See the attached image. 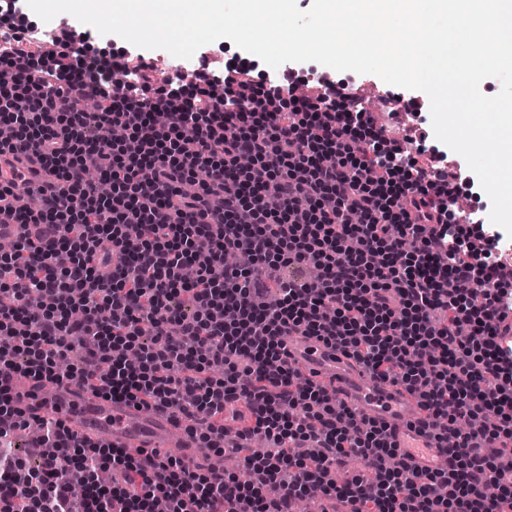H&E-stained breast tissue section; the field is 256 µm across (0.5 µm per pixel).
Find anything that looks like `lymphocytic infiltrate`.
<instances>
[{"mask_svg": "<svg viewBox=\"0 0 512 512\" xmlns=\"http://www.w3.org/2000/svg\"><path fill=\"white\" fill-rule=\"evenodd\" d=\"M89 41L33 54L28 37L0 35V123L14 129L0 155L26 146L57 178L33 189L34 209L0 191L21 228L0 256V416L13 420L0 426V512H293L336 497L355 512H512L500 232L471 242L447 173L405 159L335 82L256 86L201 56L191 82L159 86L148 58L132 67ZM162 321L177 338L156 333ZM297 331L415 395L443 465L409 472L383 426L301 376L283 347ZM17 376L171 410L209 450L235 435L239 471L88 442L53 419L35 462L17 458ZM352 455L379 467L337 483Z\"/></svg>", "mask_w": 512, "mask_h": 512, "instance_id": "obj_1", "label": "lymphocytic infiltrate"}]
</instances>
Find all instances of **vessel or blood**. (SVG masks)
I'll list each match as a JSON object with an SVG mask.
<instances>
[{"instance_id":"obj_1","label":"vessel or blood","mask_w":512,"mask_h":512,"mask_svg":"<svg viewBox=\"0 0 512 512\" xmlns=\"http://www.w3.org/2000/svg\"><path fill=\"white\" fill-rule=\"evenodd\" d=\"M48 180L49 174L37 153L0 157V176L12 169ZM288 359L316 374L335 391L339 401L358 416L384 426L389 443L406 454L413 471L433 467L439 455L431 429L421 418L415 397L403 388L380 381L340 349L316 336H288ZM15 404L39 415H54L66 421L78 435L117 448L166 451L179 449L185 461L199 460L202 450L186 433L176 432L168 412L142 409L129 401H112L74 384H55L42 391L34 381L19 379L13 387Z\"/></svg>"}]
</instances>
